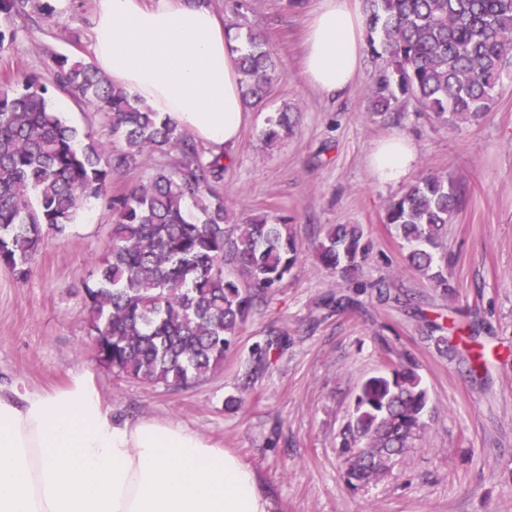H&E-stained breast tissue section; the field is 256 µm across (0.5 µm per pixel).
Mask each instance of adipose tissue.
Wrapping results in <instances>:
<instances>
[{"label": "adipose tissue", "instance_id": "obj_1", "mask_svg": "<svg viewBox=\"0 0 512 512\" xmlns=\"http://www.w3.org/2000/svg\"><path fill=\"white\" fill-rule=\"evenodd\" d=\"M93 51L114 86L145 100L214 153L246 122L224 19L206 0H95ZM365 18L350 0H320L303 71L321 93L355 80ZM415 155L401 137L372 155L396 180ZM255 471L172 421L113 419L82 375L59 391L0 390V512H271Z\"/></svg>", "mask_w": 512, "mask_h": 512}]
</instances>
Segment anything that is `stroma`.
<instances>
[{
    "label": "stroma",
    "mask_w": 512,
    "mask_h": 512,
    "mask_svg": "<svg viewBox=\"0 0 512 512\" xmlns=\"http://www.w3.org/2000/svg\"><path fill=\"white\" fill-rule=\"evenodd\" d=\"M49 12L21 23L0 52V79L47 77L54 57L93 60L94 0H40ZM225 24L264 37L282 81L248 111L226 172L233 216L286 215L299 261L267 304L248 319L224 369L188 388L118 379L94 356L85 288L108 254L112 210L91 201L64 236L44 241L25 279L0 268V385L38 391L86 376L120 420L155 417L187 426L233 450L256 472L274 512H512V73L477 125L450 130L413 104L399 116L371 112L369 91L383 63L364 54L344 93L328 98L301 66L302 35L317 0H246L240 12L209 0ZM50 103L78 131L109 135L105 112L53 91ZM293 128L275 146L260 137L272 113ZM412 145L416 162L394 182L377 179L370 155L387 138ZM461 187L448 226L449 292L411 270L385 224L389 202L427 173ZM329 224H358L370 244L356 278L327 271L316 246ZM351 303L338 309L331 297ZM447 326L455 347L439 352L430 323ZM497 350L470 377L472 344ZM271 350L256 366L254 350ZM411 361L429 393L427 430L392 472L348 489L337 448L362 381ZM237 407L225 406L228 396Z\"/></svg>",
    "instance_id": "stroma-1"
}]
</instances>
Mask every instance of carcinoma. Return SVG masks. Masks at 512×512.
Wrapping results in <instances>:
<instances>
[{
  "mask_svg": "<svg viewBox=\"0 0 512 512\" xmlns=\"http://www.w3.org/2000/svg\"><path fill=\"white\" fill-rule=\"evenodd\" d=\"M35 0H0V52L17 20L43 13ZM366 45L384 61L371 90L375 110L411 101L451 129L479 123L512 64V0H363ZM239 53L243 106L263 104L279 79L260 35ZM47 81L24 75L0 85V267L23 279L50 236L64 235L112 177L146 157L174 156L151 179L110 199L112 248L86 288L89 335L112 373L148 385L188 388L224 368V356L256 307L295 267L300 245L288 219L233 221L225 205L226 155L205 151L144 100L66 56ZM108 112L113 145L79 133L49 104V89ZM291 128L288 108L267 118L262 138ZM461 190L428 175L390 202L385 223L407 248L408 266L448 292L443 240ZM369 244L358 224H332L318 245L331 273H353ZM490 351L469 353L470 372ZM428 392L415 368L394 365L365 379L342 429L344 480L355 491L386 476L427 428Z\"/></svg>",
  "mask_w": 512,
  "mask_h": 512,
  "instance_id": "1",
  "label": "carcinoma"
}]
</instances>
